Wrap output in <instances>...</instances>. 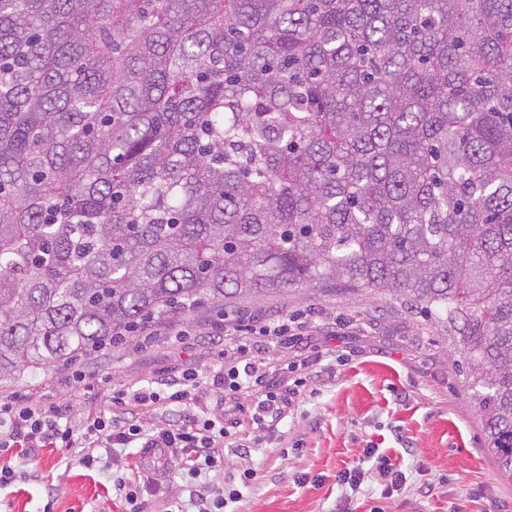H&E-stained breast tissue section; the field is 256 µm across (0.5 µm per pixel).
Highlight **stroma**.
<instances>
[{"mask_svg":"<svg viewBox=\"0 0 512 512\" xmlns=\"http://www.w3.org/2000/svg\"><path fill=\"white\" fill-rule=\"evenodd\" d=\"M306 320L308 339L267 356L298 361L302 386H289L278 423L226 452L224 482L242 489L234 512H512V485L503 481L484 439L447 327L410 314L395 297L339 286L299 285L274 297L233 304L205 302L153 320L154 343L139 338L108 348L73 367L25 374L9 391L70 401L78 379L110 395L167 381L186 368L208 369L223 321L257 317ZM400 464L401 481L381 477V456ZM84 466L78 449L40 448L28 457L0 451V466L19 477L0 486V512H128L113 498L112 480L137 479L143 461L134 448L102 452ZM358 469L357 487L340 483ZM255 480L242 484L245 470ZM192 478L170 473L161 488L141 487L143 512H197Z\"/></svg>","mask_w":512,"mask_h":512,"instance_id":"35a3bbf8","label":"stroma"}]
</instances>
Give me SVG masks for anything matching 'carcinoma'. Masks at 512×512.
<instances>
[{
  "instance_id": "carcinoma-1",
  "label": "carcinoma",
  "mask_w": 512,
  "mask_h": 512,
  "mask_svg": "<svg viewBox=\"0 0 512 512\" xmlns=\"http://www.w3.org/2000/svg\"><path fill=\"white\" fill-rule=\"evenodd\" d=\"M448 323L512 481V0H0V386L303 284Z\"/></svg>"
}]
</instances>
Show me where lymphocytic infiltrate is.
Masks as SVG:
<instances>
[{"label":"lymphocytic infiltrate","instance_id":"lymphocytic-infiltrate-1","mask_svg":"<svg viewBox=\"0 0 512 512\" xmlns=\"http://www.w3.org/2000/svg\"><path fill=\"white\" fill-rule=\"evenodd\" d=\"M223 334L218 370L188 369L162 388L126 390L106 403L87 389L75 394L70 404H47L16 394L1 397L0 450L80 448L84 465L90 467L97 461L96 449L126 448L136 442L142 450H154L160 474L173 469L193 478L223 474L226 415L236 414L239 435L245 438L268 427L288 405L278 384L283 369L266 361L261 345L285 347L299 339L284 318L227 326ZM213 382L224 389L215 413L197 411L196 396ZM75 409L81 415L76 427L70 420ZM160 409L179 413L180 422L149 426V417Z\"/></svg>","mask_w":512,"mask_h":512}]
</instances>
